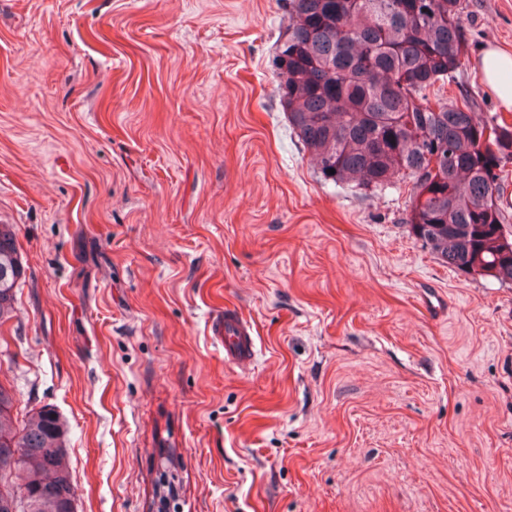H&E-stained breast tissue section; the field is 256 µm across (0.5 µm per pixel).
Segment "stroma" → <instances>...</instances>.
<instances>
[{
	"label": "stroma",
	"mask_w": 512,
	"mask_h": 512,
	"mask_svg": "<svg viewBox=\"0 0 512 512\" xmlns=\"http://www.w3.org/2000/svg\"><path fill=\"white\" fill-rule=\"evenodd\" d=\"M288 0H0V382L68 425L78 512H512V283L442 263L405 185L324 181L280 104ZM443 88L512 0H461ZM446 297L429 315L421 291ZM253 324L224 358L225 308ZM24 275L17 246L16 229L12 224H0V322L12 318L16 289Z\"/></svg>",
	"instance_id": "obj_1"
}]
</instances>
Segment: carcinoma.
I'll use <instances>...</instances> for the list:
<instances>
[{
  "mask_svg": "<svg viewBox=\"0 0 512 512\" xmlns=\"http://www.w3.org/2000/svg\"><path fill=\"white\" fill-rule=\"evenodd\" d=\"M460 15V0H288L275 55L281 106L324 180L410 184L407 223L440 261L512 282L500 207L512 127L479 123L468 101L435 92L462 66ZM23 275L16 229L0 224L1 323ZM67 434L50 405L18 417L0 383V455L19 449L14 468L26 474L21 485L0 476V499L17 512H71Z\"/></svg>",
  "mask_w": 512,
  "mask_h": 512,
  "instance_id": "1",
  "label": "carcinoma"
}]
</instances>
